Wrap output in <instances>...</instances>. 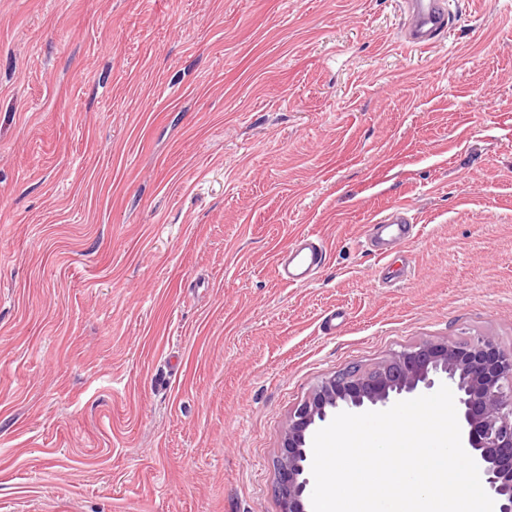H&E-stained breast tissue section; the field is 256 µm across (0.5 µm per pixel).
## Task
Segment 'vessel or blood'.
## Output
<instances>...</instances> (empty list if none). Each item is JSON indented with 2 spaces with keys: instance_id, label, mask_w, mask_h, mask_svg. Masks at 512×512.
<instances>
[{
  "instance_id": "obj_1",
  "label": "vessel or blood",
  "mask_w": 512,
  "mask_h": 512,
  "mask_svg": "<svg viewBox=\"0 0 512 512\" xmlns=\"http://www.w3.org/2000/svg\"><path fill=\"white\" fill-rule=\"evenodd\" d=\"M406 23L403 41L417 49H430L440 43L450 29L446 0H403ZM409 208L398 203L383 216L373 217L366 226L365 238L372 252L385 255L389 246L407 247L413 238ZM323 244L311 235H303L278 259V273L283 283H303L322 268L325 262Z\"/></svg>"
}]
</instances>
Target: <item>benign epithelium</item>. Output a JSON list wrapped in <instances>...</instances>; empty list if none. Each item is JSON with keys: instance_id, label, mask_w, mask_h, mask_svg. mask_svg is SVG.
I'll use <instances>...</instances> for the list:
<instances>
[{"instance_id": "7a95c632", "label": "benign epithelium", "mask_w": 512, "mask_h": 512, "mask_svg": "<svg viewBox=\"0 0 512 512\" xmlns=\"http://www.w3.org/2000/svg\"><path fill=\"white\" fill-rule=\"evenodd\" d=\"M445 384L454 394L461 440L494 512H512V347L482 336L426 341L370 369L322 380L290 413L276 459L279 512H307L314 483L311 438L340 412L386 407Z\"/></svg>"}]
</instances>
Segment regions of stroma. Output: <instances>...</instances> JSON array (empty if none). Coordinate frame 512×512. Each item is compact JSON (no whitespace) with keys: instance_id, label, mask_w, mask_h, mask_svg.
Instances as JSON below:
<instances>
[{"instance_id":"35a3bbf8","label":"stroma","mask_w":512,"mask_h":512,"mask_svg":"<svg viewBox=\"0 0 512 512\" xmlns=\"http://www.w3.org/2000/svg\"><path fill=\"white\" fill-rule=\"evenodd\" d=\"M447 4L419 51L399 0H0V512H278L321 380L512 346V0ZM409 210L406 204L398 203L386 215H376L366 224L365 238L372 252L385 256L391 245H398L404 251L413 239ZM323 244L306 234L301 236L278 259V273L283 283H303L322 268L325 262Z\"/></svg>"}]
</instances>
